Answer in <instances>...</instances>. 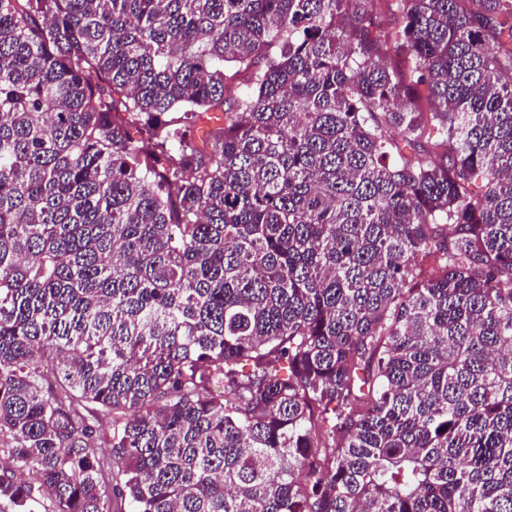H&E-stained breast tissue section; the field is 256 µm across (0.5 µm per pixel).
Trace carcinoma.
<instances>
[{
	"label": "carcinoma",
	"mask_w": 512,
	"mask_h": 512,
	"mask_svg": "<svg viewBox=\"0 0 512 512\" xmlns=\"http://www.w3.org/2000/svg\"><path fill=\"white\" fill-rule=\"evenodd\" d=\"M366 2L0 0V512H512V0Z\"/></svg>",
	"instance_id": "cac0c4a2"
}]
</instances>
